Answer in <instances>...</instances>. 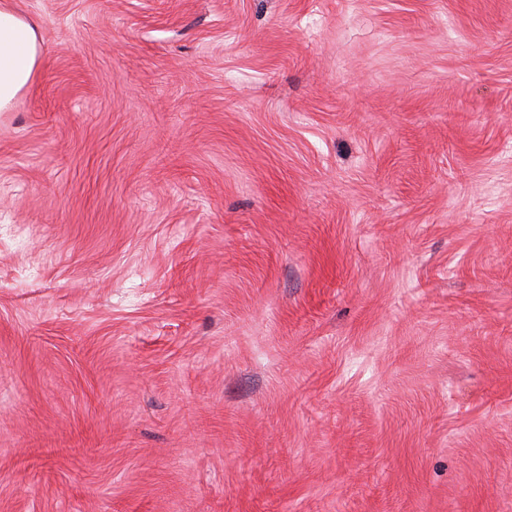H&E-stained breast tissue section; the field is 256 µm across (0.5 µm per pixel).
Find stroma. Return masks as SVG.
Here are the masks:
<instances>
[{"label":"stroma","instance_id":"1","mask_svg":"<svg viewBox=\"0 0 512 512\" xmlns=\"http://www.w3.org/2000/svg\"><path fill=\"white\" fill-rule=\"evenodd\" d=\"M0 512H512V0H11ZM37 26L0 2V112L7 111L42 64Z\"/></svg>","mask_w":512,"mask_h":512}]
</instances>
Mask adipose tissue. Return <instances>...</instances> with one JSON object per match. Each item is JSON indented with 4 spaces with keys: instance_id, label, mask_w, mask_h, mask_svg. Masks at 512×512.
<instances>
[{
    "instance_id": "1",
    "label": "adipose tissue",
    "mask_w": 512,
    "mask_h": 512,
    "mask_svg": "<svg viewBox=\"0 0 512 512\" xmlns=\"http://www.w3.org/2000/svg\"><path fill=\"white\" fill-rule=\"evenodd\" d=\"M41 63L36 25L19 16L10 0H0V112L28 87Z\"/></svg>"
}]
</instances>
